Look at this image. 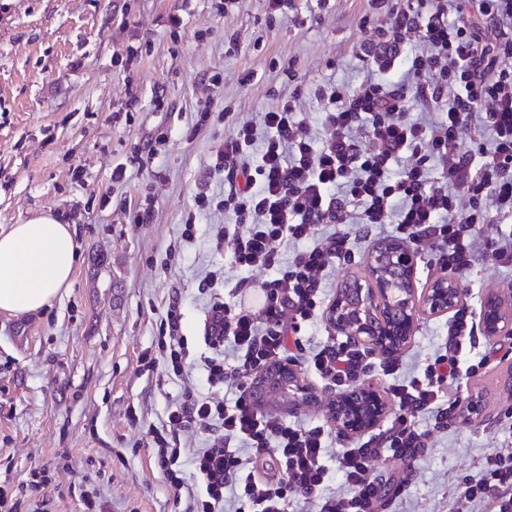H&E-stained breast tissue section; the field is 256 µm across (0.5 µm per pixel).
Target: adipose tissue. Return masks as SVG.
<instances>
[{
	"label": "adipose tissue",
	"instance_id": "adipose-tissue-1",
	"mask_svg": "<svg viewBox=\"0 0 512 512\" xmlns=\"http://www.w3.org/2000/svg\"><path fill=\"white\" fill-rule=\"evenodd\" d=\"M75 229L43 214L0 225V311L36 312L72 284L77 260Z\"/></svg>",
	"mask_w": 512,
	"mask_h": 512
}]
</instances>
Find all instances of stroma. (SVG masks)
<instances>
[{
    "mask_svg": "<svg viewBox=\"0 0 512 512\" xmlns=\"http://www.w3.org/2000/svg\"><path fill=\"white\" fill-rule=\"evenodd\" d=\"M365 0H0V225L54 215L79 245L71 288L23 315L0 313V489L14 512H182L155 470L148 426H162L186 391L211 389L202 366L173 376L158 359V328L178 301L180 334L203 349V320L238 281L263 270L227 267L214 244L225 116L257 120L298 96L318 139L327 131L316 86L379 79L364 49L389 23H363ZM124 167L115 178V167ZM192 238H183L186 220ZM463 305L479 313L491 293L512 300V270L478 257L457 276ZM447 316L419 315L398 352L401 374L420 370L444 343ZM460 376L458 414L428 430L416 460L382 454L375 472L383 512H487L460 496L492 448L512 441L496 418L512 406V337L475 330ZM290 365L315 403H269L307 425L329 423L335 397ZM410 477L399 491L402 477Z\"/></svg>",
    "mask_w": 512,
    "mask_h": 512,
    "instance_id": "1",
    "label": "stroma"
}]
</instances>
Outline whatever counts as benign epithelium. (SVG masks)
<instances>
[{
	"label": "benign epithelium",
	"mask_w": 512,
	"mask_h": 512,
	"mask_svg": "<svg viewBox=\"0 0 512 512\" xmlns=\"http://www.w3.org/2000/svg\"><path fill=\"white\" fill-rule=\"evenodd\" d=\"M367 269V276L354 278L336 290L327 311L329 323L354 344L393 354L411 339L418 313L446 314L462 302L461 288L444 276L424 291H415L417 253L401 242L379 243ZM480 319L486 335H512V310L500 298L484 302ZM385 414L383 397L370 387L341 394L331 408V419L347 433L370 429Z\"/></svg>",
	"instance_id": "7a95c632"
}]
</instances>
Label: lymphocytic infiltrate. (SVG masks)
<instances>
[{"label":"lymphocytic infiltrate","mask_w":512,"mask_h":512,"mask_svg":"<svg viewBox=\"0 0 512 512\" xmlns=\"http://www.w3.org/2000/svg\"><path fill=\"white\" fill-rule=\"evenodd\" d=\"M369 13L387 18L392 38L370 51L399 64V76L356 89H316L322 121L318 140L296 98L282 100L258 121L230 124L224 136L222 205L234 223L217 225L215 247L233 268L265 270L255 285L258 304L214 301L205 314L202 354L213 385L235 391L233 404L214 394H189L168 409L165 428H149L155 468L171 488L185 486L181 458H190L196 484L189 512H292L301 497L317 512H378L374 463L381 451L415 458L427 433L418 417L447 426L460 405L455 395L471 345L473 316L454 311L442 349L423 371L396 379L398 361L384 367L396 411L389 427L341 449L337 468L350 493L328 494L325 465L331 430L302 426L255 408L249 393L259 374L303 349V336L323 308V281L340 260L355 256L357 240L389 234L449 273L461 275L478 255L512 270V0H368ZM414 35L417 48L405 45ZM431 111L412 117L410 101ZM468 149H461L462 136ZM329 234H322V227ZM293 245L282 255L281 244ZM181 312L169 304L162 318L160 356L183 375L189 352L178 336ZM232 361H225V350ZM307 369L342 393L369 369L347 342L308 352ZM208 430L209 445L187 450L171 435L189 426ZM270 457L273 479L255 462ZM462 494L489 512H512V445L493 447Z\"/></svg>","instance_id":"lymphocytic-infiltrate-1"}]
</instances>
